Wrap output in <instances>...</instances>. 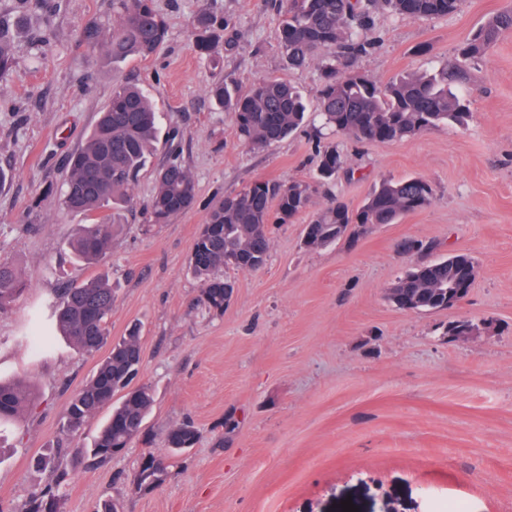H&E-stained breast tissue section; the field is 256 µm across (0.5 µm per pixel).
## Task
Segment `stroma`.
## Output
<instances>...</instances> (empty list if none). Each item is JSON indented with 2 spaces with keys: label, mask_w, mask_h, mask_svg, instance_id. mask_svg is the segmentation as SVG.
Instances as JSON below:
<instances>
[{
  "label": "stroma",
  "mask_w": 512,
  "mask_h": 512,
  "mask_svg": "<svg viewBox=\"0 0 512 512\" xmlns=\"http://www.w3.org/2000/svg\"><path fill=\"white\" fill-rule=\"evenodd\" d=\"M153 6L166 41L149 59L114 63L84 35L111 24L112 0H0L13 42V66L0 76V168L9 172L0 184V262L29 284L0 314V376L30 379L38 391L20 422L0 425V512H19L45 483L35 459L57 442L68 399L99 360L54 335L55 294L102 273L115 290L111 340L141 329L151 441L96 468L62 451L63 512H95L106 498L122 512H342L347 498L358 512H437L454 498L467 512H512V34L466 63L467 127L358 143L311 123L254 150L207 89L221 81L244 94L277 77L315 101L321 62L288 68L279 0ZM510 6L462 0L454 14L418 21L378 12L372 51L343 68L384 83L441 66ZM203 11L230 21L212 61L190 33ZM123 80L152 98L162 132H176L198 202L145 231L155 180L144 172L110 253L88 266L67 249L78 220L58 204L64 160ZM321 142L342 154L335 182L316 186L306 213L275 229L262 269L221 270L235 297L224 312H206L189 259L209 205L259 180H312ZM409 176L431 184L429 206L352 244L304 246V225L332 199L355 207L382 181ZM404 240L415 251L401 252ZM457 252L478 265L461 306L414 313L390 303L389 288L410 267ZM454 320L478 324L479 338L448 340ZM186 420L199 430L197 444L159 486L134 490L145 450L164 451L168 428Z\"/></svg>",
  "instance_id": "35a3bbf8"
}]
</instances>
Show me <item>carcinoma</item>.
<instances>
[{
  "instance_id": "cac0c4a2",
  "label": "carcinoma",
  "mask_w": 512,
  "mask_h": 512,
  "mask_svg": "<svg viewBox=\"0 0 512 512\" xmlns=\"http://www.w3.org/2000/svg\"><path fill=\"white\" fill-rule=\"evenodd\" d=\"M462 0H281L284 13L279 41L290 68H299L323 49L333 54L322 62V85L317 97L323 127L359 142H394L415 137L438 126H463L471 118L468 101L459 89L470 73L459 61L425 73L409 72L379 83L356 72L340 70V61L367 54L373 43L364 33L373 24L372 14L383 8L404 20H419L457 12ZM118 18L112 30L101 36L106 57L120 62L129 57L147 59L166 40L168 29L152 6V0H112ZM229 21L202 12L192 22L191 35L200 56L213 59ZM512 31V8L489 17L459 49L472 59L483 54L501 35ZM13 48L0 31V76L10 71ZM215 104L228 112L238 138L251 148L275 145L304 127L309 119L301 92L279 79L255 83L240 94L222 82L209 87ZM160 142L158 112L149 96L136 85L121 84L99 112L98 119L71 154L68 175L59 191L60 206L82 218L83 224L69 248L79 263L92 264L112 249V227L121 210L132 206V190L148 167ZM166 163L155 170V191L147 205L150 224H165L196 203V181L169 149ZM316 182L329 183L343 164L336 144L318 150ZM313 184H283L265 180L213 205L197 237L189 268L202 285L200 303L216 313L224 311V283L216 273L229 267L224 258L239 254L258 262L267 260L273 228L288 224L309 205ZM434 190L421 177L385 180L361 207L353 209L336 199L318 213L305 230L308 248L345 239L357 240L361 232L377 224H395L410 212L430 205ZM476 265L467 254L413 267L396 282L400 304L415 308L446 309L457 288H469ZM28 288L12 266L0 262V312ZM115 297L105 276L59 290L55 298V326L74 347L95 354L109 344V320ZM138 327L114 342L97 363L92 376L67 402L63 430L70 439L80 436L87 423L102 410L109 415L88 445H76L77 460L100 466L118 457L140 438L152 411L151 388L140 384L123 394L141 365ZM34 389L24 378L0 380V422H12L30 409ZM198 429L190 422L170 427L164 438L166 453H145L134 475L137 487L162 483L170 461L193 447ZM52 451L41 454L37 465L49 471L50 480L32 492L19 512H61L60 488L68 472L55 464Z\"/></svg>"
}]
</instances>
